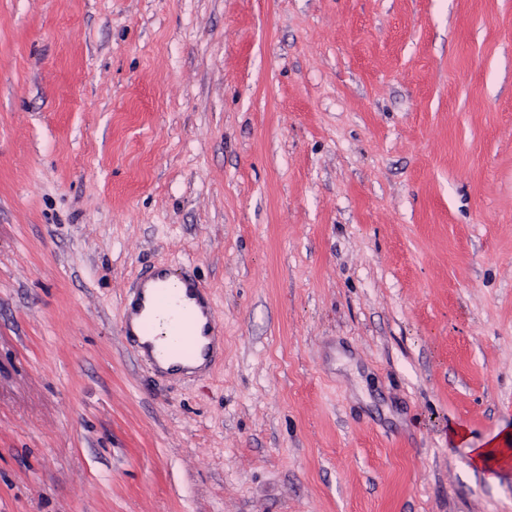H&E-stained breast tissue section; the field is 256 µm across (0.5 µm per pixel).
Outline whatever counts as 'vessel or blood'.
Returning <instances> with one entry per match:
<instances>
[{
    "label": "vessel or blood",
    "instance_id": "vessel-or-blood-1",
    "mask_svg": "<svg viewBox=\"0 0 512 512\" xmlns=\"http://www.w3.org/2000/svg\"><path fill=\"white\" fill-rule=\"evenodd\" d=\"M136 323H125L123 335L134 355L152 372L172 355L212 360L210 338L220 327L205 291L189 275L159 269L141 281L130 302Z\"/></svg>",
    "mask_w": 512,
    "mask_h": 512
}]
</instances>
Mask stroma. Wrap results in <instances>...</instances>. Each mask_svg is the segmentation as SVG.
Wrapping results in <instances>:
<instances>
[{"mask_svg": "<svg viewBox=\"0 0 512 512\" xmlns=\"http://www.w3.org/2000/svg\"><path fill=\"white\" fill-rule=\"evenodd\" d=\"M504 427L512 0H0V512H512ZM136 288L122 331L134 355L152 372H163V362L172 355L200 356L208 362L216 356L212 338L221 332L219 323L205 291L193 278L177 270L159 269ZM133 315L139 318L136 329L131 323ZM170 336L175 341L167 345ZM202 336L211 343L203 345ZM151 340L161 341L155 345ZM512 432L503 429L487 439L482 448L471 449V462L478 470L508 465L512 458Z\"/></svg>", "mask_w": 512, "mask_h": 512, "instance_id": "1", "label": "stroma"}]
</instances>
